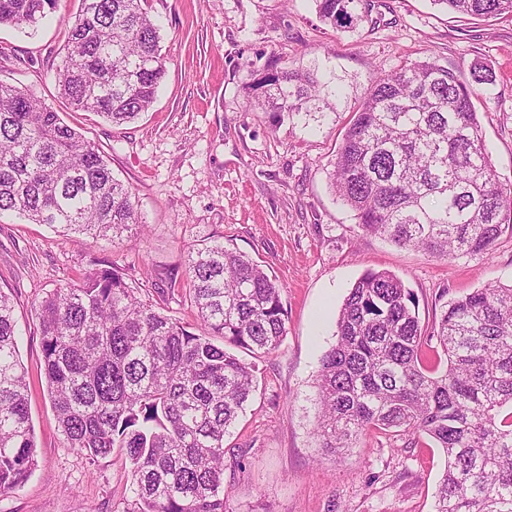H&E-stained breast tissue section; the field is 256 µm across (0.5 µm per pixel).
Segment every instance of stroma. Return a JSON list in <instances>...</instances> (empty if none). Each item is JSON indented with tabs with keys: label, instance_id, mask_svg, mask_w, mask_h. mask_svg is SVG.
<instances>
[{
	"label": "stroma",
	"instance_id": "stroma-1",
	"mask_svg": "<svg viewBox=\"0 0 512 512\" xmlns=\"http://www.w3.org/2000/svg\"><path fill=\"white\" fill-rule=\"evenodd\" d=\"M368 2L356 26L336 31L320 21L314 0H151L167 73L152 107L123 126L74 110L57 93L79 0H59L37 28H0V81L30 89L100 148L135 195L147 237L135 250L0 220V290L14 299L38 460L23 487L0 498V512H123L131 498L120 452L92 466L62 442L34 299L114 261L153 300L161 279L182 273L188 252L210 241L262 265L287 310L275 352L239 353L255 364L256 387L224 439L231 512H433L442 450L373 431L343 455L322 453L312 433L315 378L336 342L339 309L366 269L400 277L429 324L440 294L512 283V235L492 255L449 262L362 236L328 171L372 80L403 61L434 59L465 82L474 64L492 70L494 82L478 86L473 104L500 179L512 183V19L482 22L474 42L464 34L470 18L431 0ZM271 58L334 78L341 92L332 111L281 116L250 106L246 88Z\"/></svg>",
	"mask_w": 512,
	"mask_h": 512
}]
</instances>
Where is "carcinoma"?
Wrapping results in <instances>:
<instances>
[{
	"label": "carcinoma",
	"mask_w": 512,
	"mask_h": 512,
	"mask_svg": "<svg viewBox=\"0 0 512 512\" xmlns=\"http://www.w3.org/2000/svg\"><path fill=\"white\" fill-rule=\"evenodd\" d=\"M346 28L362 0H315ZM58 0H0V27H36ZM447 11L512 17V0H433ZM148 0H81L57 72L61 97L114 125L152 105L166 74ZM436 60L376 78L345 128L330 186L364 235L437 259L488 255L512 231V184L482 140L474 86ZM316 74L270 61L247 86L267 112H321ZM93 239L141 242L132 191L103 152L30 90L0 81V217ZM190 301L199 332L165 313ZM418 299L390 271L366 270L345 297L336 343L317 375L313 434L328 453L372 429L426 436L446 465L434 512H512V284L441 303L428 327ZM58 431L89 463L120 449L132 503L124 512H228L224 437L255 388V365L226 349L271 353L286 334L281 288L249 256L206 245L144 300L112 265L34 302ZM220 336L224 345L213 342ZM37 465L13 302L0 291V496Z\"/></svg>",
	"instance_id": "obj_1"
}]
</instances>
